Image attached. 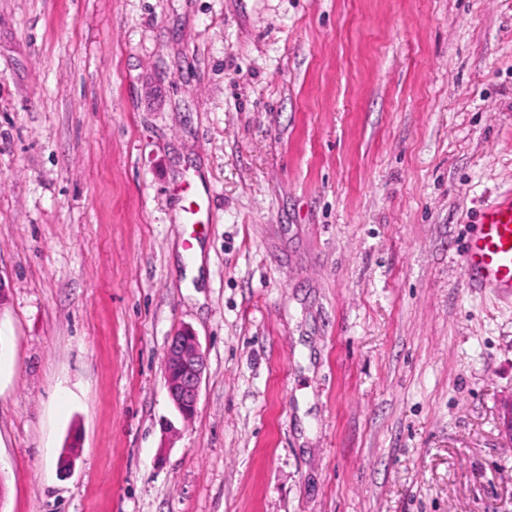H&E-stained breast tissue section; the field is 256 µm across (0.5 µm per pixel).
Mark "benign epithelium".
Wrapping results in <instances>:
<instances>
[{
  "label": "benign epithelium",
  "mask_w": 512,
  "mask_h": 512,
  "mask_svg": "<svg viewBox=\"0 0 512 512\" xmlns=\"http://www.w3.org/2000/svg\"><path fill=\"white\" fill-rule=\"evenodd\" d=\"M205 359L196 336L184 331L172 337L165 353L169 396L176 406L196 407Z\"/></svg>",
  "instance_id": "obj_1"
}]
</instances>
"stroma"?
I'll use <instances>...</instances> for the list:
<instances>
[{
    "instance_id": "35a3bbf8",
    "label": "stroma",
    "mask_w": 512,
    "mask_h": 512,
    "mask_svg": "<svg viewBox=\"0 0 512 512\" xmlns=\"http://www.w3.org/2000/svg\"><path fill=\"white\" fill-rule=\"evenodd\" d=\"M509 187L512 0H0V512H512ZM464 280L469 288H485L512 298V188L480 211L461 249ZM171 367L179 376H170ZM205 359L196 336L184 331L172 337L165 353V374L169 396L176 406L196 409Z\"/></svg>"
}]
</instances>
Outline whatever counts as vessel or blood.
<instances>
[{
	"instance_id": "b4317fda",
	"label": "vessel or blood",
	"mask_w": 512,
	"mask_h": 512,
	"mask_svg": "<svg viewBox=\"0 0 512 512\" xmlns=\"http://www.w3.org/2000/svg\"><path fill=\"white\" fill-rule=\"evenodd\" d=\"M461 265L468 287L512 298V188L480 211L461 249Z\"/></svg>"
}]
</instances>
